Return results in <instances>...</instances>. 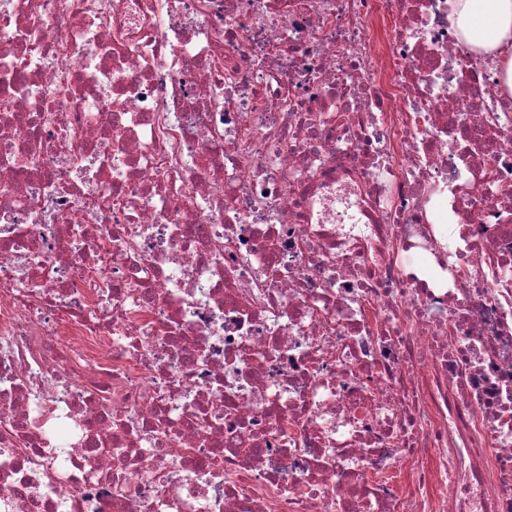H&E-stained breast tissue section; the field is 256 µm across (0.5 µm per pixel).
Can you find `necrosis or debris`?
Instances as JSON below:
<instances>
[{
    "label": "necrosis or debris",
    "mask_w": 512,
    "mask_h": 512,
    "mask_svg": "<svg viewBox=\"0 0 512 512\" xmlns=\"http://www.w3.org/2000/svg\"><path fill=\"white\" fill-rule=\"evenodd\" d=\"M449 0H0V512H512V91Z\"/></svg>",
    "instance_id": "4bbe7bcc"
}]
</instances>
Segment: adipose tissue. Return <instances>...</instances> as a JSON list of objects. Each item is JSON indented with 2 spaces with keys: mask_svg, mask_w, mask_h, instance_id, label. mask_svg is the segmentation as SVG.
<instances>
[{
  "mask_svg": "<svg viewBox=\"0 0 512 512\" xmlns=\"http://www.w3.org/2000/svg\"><path fill=\"white\" fill-rule=\"evenodd\" d=\"M454 13L466 44L488 53L512 49V0H455Z\"/></svg>",
  "mask_w": 512,
  "mask_h": 512,
  "instance_id": "1",
  "label": "adipose tissue"
}]
</instances>
